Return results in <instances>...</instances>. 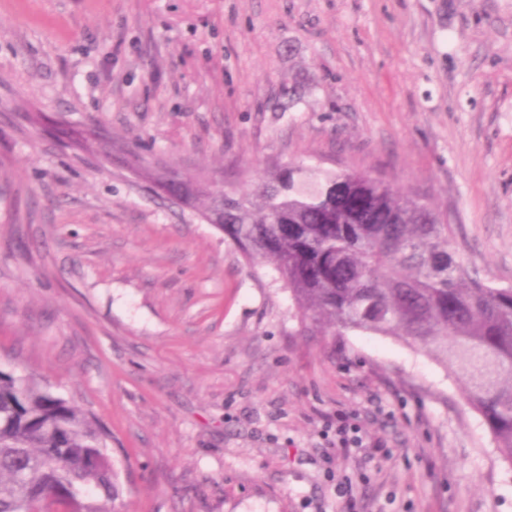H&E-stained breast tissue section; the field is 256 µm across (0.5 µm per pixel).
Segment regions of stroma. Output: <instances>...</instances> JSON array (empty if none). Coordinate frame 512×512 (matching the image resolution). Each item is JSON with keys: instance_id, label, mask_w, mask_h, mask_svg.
Instances as JSON below:
<instances>
[{"instance_id": "1", "label": "stroma", "mask_w": 512, "mask_h": 512, "mask_svg": "<svg viewBox=\"0 0 512 512\" xmlns=\"http://www.w3.org/2000/svg\"><path fill=\"white\" fill-rule=\"evenodd\" d=\"M291 163L426 196L512 284V0H0V369L102 425L117 512H512L461 379L306 335L272 264L142 172Z\"/></svg>"}]
</instances>
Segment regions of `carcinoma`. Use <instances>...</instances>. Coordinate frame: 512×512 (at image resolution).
<instances>
[{"label":"carcinoma","mask_w":512,"mask_h":512,"mask_svg":"<svg viewBox=\"0 0 512 512\" xmlns=\"http://www.w3.org/2000/svg\"><path fill=\"white\" fill-rule=\"evenodd\" d=\"M176 203L224 224L249 264L271 262L309 329L397 336L465 380L467 402L512 463V285L481 279L443 214L356 169L291 164L252 192L175 172ZM108 434L32 379L0 370V512H109L122 494Z\"/></svg>","instance_id":"1"}]
</instances>
